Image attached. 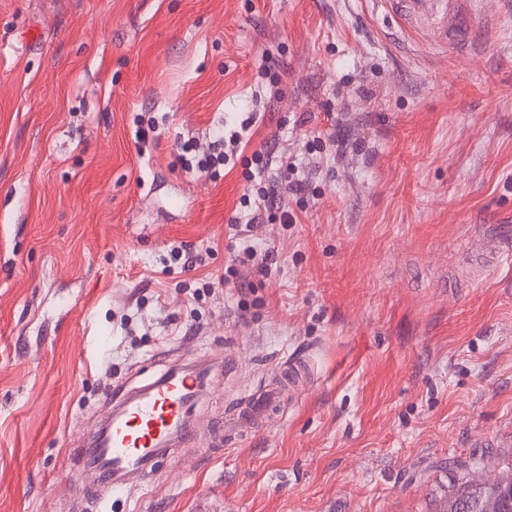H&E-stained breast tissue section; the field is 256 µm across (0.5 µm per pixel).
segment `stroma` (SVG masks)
Here are the masks:
<instances>
[{
    "label": "stroma",
    "instance_id": "35a3bbf8",
    "mask_svg": "<svg viewBox=\"0 0 512 512\" xmlns=\"http://www.w3.org/2000/svg\"><path fill=\"white\" fill-rule=\"evenodd\" d=\"M470 24L462 48L379 0H0V512H97L76 447L170 359L213 365L198 439L106 512H445L512 464L486 245L512 229V0ZM250 114L293 224L252 220L242 166L183 168Z\"/></svg>",
    "mask_w": 512,
    "mask_h": 512
}]
</instances>
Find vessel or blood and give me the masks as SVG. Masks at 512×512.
I'll return each instance as SVG.
<instances>
[{"label": "vessel or blood", "mask_w": 512, "mask_h": 512, "mask_svg": "<svg viewBox=\"0 0 512 512\" xmlns=\"http://www.w3.org/2000/svg\"><path fill=\"white\" fill-rule=\"evenodd\" d=\"M382 2L401 19L448 7V0ZM201 387L202 378L191 365L173 361L144 388L120 389L111 414L79 450V461L96 472L91 490L99 502H107L114 489L128 485L160 456L188 442L186 413Z\"/></svg>", "instance_id": "b4317fda"}]
</instances>
